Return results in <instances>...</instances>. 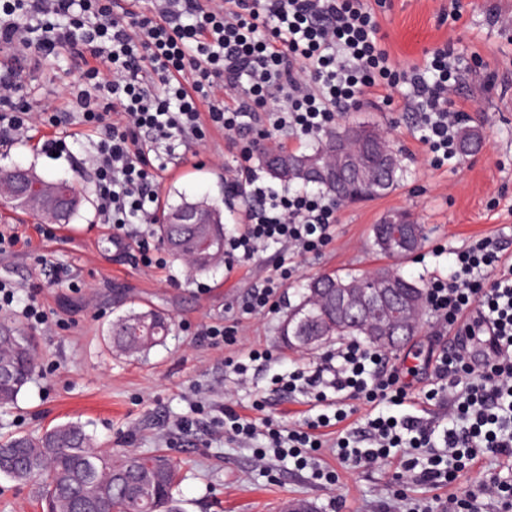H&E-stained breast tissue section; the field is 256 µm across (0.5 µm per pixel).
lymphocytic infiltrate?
<instances>
[{
    "mask_svg": "<svg viewBox=\"0 0 512 512\" xmlns=\"http://www.w3.org/2000/svg\"><path fill=\"white\" fill-rule=\"evenodd\" d=\"M378 24L364 0H0V49L11 53L0 67V143L18 138L32 123H63L69 112L99 134L90 160L101 223L122 237L132 224L158 221L160 168L152 158L173 138L202 141L208 128L238 134L242 166L224 180V194L249 195L240 233L227 254L252 260L270 242L317 254L334 237L336 207L323 198L260 184L248 166L258 138L291 129L303 138L326 133L337 111L369 94L389 100L406 86L403 107L423 114L420 140L434 165L456 156L464 110L453 98L457 77L450 44L435 49L425 69H399L377 39ZM68 52L80 74L61 102L32 105L24 96L31 62ZM277 109H270L271 100ZM500 240L482 237L456 251L447 277L434 279L425 300L441 329L464 343L442 350L425 393L447 404L449 427L418 417L368 419L367 445L337 439L339 456L352 465L386 460L395 448H430L442 442L447 463L431 459L405 471L439 485L485 453L512 458V264ZM402 371L384 353L350 341L334 361L313 372L294 371L285 389L328 391L378 406L403 402ZM318 415L307 427L283 429L269 418L244 419L225 411L224 421L243 439L270 441L267 456L288 455L306 464L304 449L318 450ZM494 495L497 512H512V484L489 475L452 498L435 499L425 512H478Z\"/></svg>",
    "mask_w": 512,
    "mask_h": 512,
    "instance_id": "obj_1",
    "label": "lymphocytic infiltrate"
}]
</instances>
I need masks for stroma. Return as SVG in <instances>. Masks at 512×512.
<instances>
[{
	"label": "stroma",
	"instance_id": "stroma-1",
	"mask_svg": "<svg viewBox=\"0 0 512 512\" xmlns=\"http://www.w3.org/2000/svg\"><path fill=\"white\" fill-rule=\"evenodd\" d=\"M367 6L400 68L424 67L429 52L453 45L460 65L455 96L466 101L465 123L481 130L484 147L436 168L418 140L417 110L390 109L370 97L337 113V120L366 121L386 131L403 174L387 194L340 205L335 237L320 254H291L275 310L250 316L241 308L255 284L277 277L279 246L233 269L220 266L191 277L171 259L159 267L142 266L133 246L114 238L111 225L98 223L92 198L96 176L87 162L98 136L78 115L53 128L30 126L12 144L0 146V168L32 166L46 179L67 180L88 197L72 224L53 225L48 235L22 215L10 224L0 220V229L14 226L19 236L12 249L0 253V282L14 289L18 302L36 298L51 319L35 327L13 311L0 313V319L32 338L39 356L36 373L16 404L0 412V435L36 434L78 421L104 448L165 449L182 466L176 491L182 512H281L293 500L310 502L315 512H382L392 501L401 454L354 467L341 463L332 448L337 437L363 430L369 408L359 401L344 396L327 408V446L305 469L291 459L260 465L261 441L241 443L217 433L212 424L226 407L252 418L263 414L288 427L316 418L310 394L278 384L281 375L319 365L337 348L330 342L305 352L290 348L281 335L311 277L395 264L425 286L447 274L452 251L485 236L499 239L505 259L512 261V0H367ZM76 78L72 58L60 54L27 74L28 96L35 105L61 96ZM240 162L231 132L213 129L204 142L177 144L174 162L158 185L161 203L183 198L221 202L224 174ZM393 210L412 213L428 235L420 251L399 261L372 245L373 224ZM148 307L174 319L173 335L143 357L114 352L107 340L112 319ZM205 326L233 328L236 344L199 337ZM449 344L428 310L417 335L388 350V357L403 366L410 389L406 404L392 408V415L447 423L445 408L424 405L423 388L432 372L431 352ZM254 349L268 350L273 358L252 363L247 381H240L224 359L244 358ZM339 409L345 414L340 421L334 417ZM186 414L194 418L192 429L177 431L175 420ZM316 467L336 471V485L315 480ZM495 472L512 480V471L501 469L497 457L488 454L460 470L452 484L435 488L411 479L406 493L423 502L446 497Z\"/></svg>",
	"mask_w": 512,
	"mask_h": 512
}]
</instances>
